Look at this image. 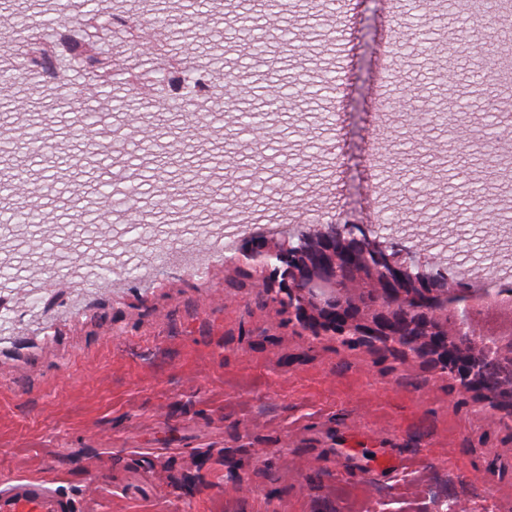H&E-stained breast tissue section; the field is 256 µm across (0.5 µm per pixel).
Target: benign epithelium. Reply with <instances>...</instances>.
<instances>
[{
  "mask_svg": "<svg viewBox=\"0 0 512 512\" xmlns=\"http://www.w3.org/2000/svg\"><path fill=\"white\" fill-rule=\"evenodd\" d=\"M367 224H313L280 240L252 235L227 263L248 261L279 278L278 305L314 336L347 348L390 346L428 360L463 397L512 421V289H472L467 302L485 325L460 316L448 278L419 252Z\"/></svg>",
  "mask_w": 512,
  "mask_h": 512,
  "instance_id": "obj_1",
  "label": "benign epithelium"
}]
</instances>
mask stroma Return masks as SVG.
<instances>
[{
    "label": "stroma",
    "mask_w": 512,
    "mask_h": 512,
    "mask_svg": "<svg viewBox=\"0 0 512 512\" xmlns=\"http://www.w3.org/2000/svg\"><path fill=\"white\" fill-rule=\"evenodd\" d=\"M254 18L270 29L287 20L297 34L290 45L271 43L272 63L260 69L238 37ZM417 22L448 52L445 80L382 0H345L336 15L325 0H288L283 18L226 0L220 22L204 0H188L156 54L138 61L151 75L166 70L165 83L138 91L137 109L105 117L106 128L163 144L171 159L143 173L136 208L151 215L146 242L130 217L112 218L93 238L79 223L82 212L99 211L100 181L115 192L132 181L95 166L93 142H71L69 91L55 106L0 105V150H14L34 123L48 141L71 142L75 157L51 170L45 188L0 195L9 207L41 203L46 216L18 236L0 227V262L14 274L0 284V483L47 481L72 512H435L436 493L467 500L471 512H512V426L489 423L483 404L462 399L422 360L310 336L266 300L276 281L224 261L225 242L257 226L282 230L317 214L366 224L393 210L408 246L448 268L458 293L484 282L493 261L512 283L503 246L512 184L494 185L485 205L474 204L471 187L512 148L479 137L486 103L504 119L512 97L472 76L473 63L497 64L500 23L440 24L425 9ZM216 34L239 95L220 120L174 112L157 125L153 112L182 86L174 62L195 59ZM75 44L96 53L76 23L58 27L46 52L52 71L77 81ZM385 50L394 64L389 112L376 95ZM298 76L288 110L261 131L242 130L240 109L264 108L279 83ZM329 77L335 90L323 88ZM463 102L467 120L452 133L407 120ZM378 141L385 150L370 153ZM461 165L470 182L457 178ZM188 166L205 176L195 202L181 215L158 206L182 192ZM268 183L286 194L265 193ZM420 185L428 194L413 198ZM184 240L201 249L202 266L162 260ZM106 262L112 273L98 278ZM232 473L249 494L235 492Z\"/></svg>",
    "instance_id": "1"
}]
</instances>
